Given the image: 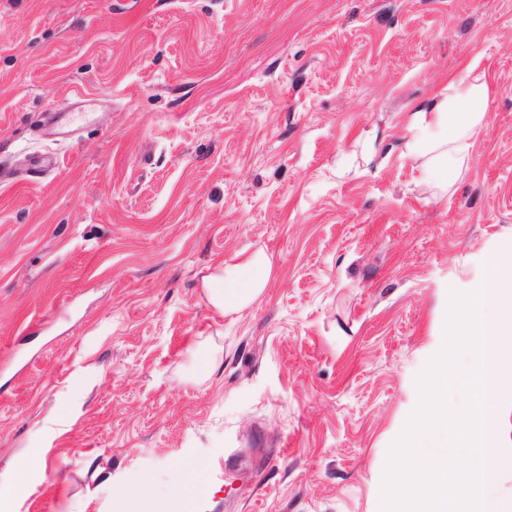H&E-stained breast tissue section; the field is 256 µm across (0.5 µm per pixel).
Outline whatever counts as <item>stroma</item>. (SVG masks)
Masks as SVG:
<instances>
[{
	"instance_id": "obj_1",
	"label": "stroma",
	"mask_w": 512,
	"mask_h": 512,
	"mask_svg": "<svg viewBox=\"0 0 512 512\" xmlns=\"http://www.w3.org/2000/svg\"><path fill=\"white\" fill-rule=\"evenodd\" d=\"M475 54L438 200L406 125ZM511 248L512 0H0V497L37 452L14 512L196 469L232 481L207 512H380L449 293ZM243 250L270 281L223 317ZM237 263L224 266L204 278V287L216 313H237L264 293L271 275V261L265 253H238ZM9 466L15 475L13 484L15 486V493H17L27 487L29 475L43 470L45 465L44 458L39 454H34L22 459L13 460Z\"/></svg>"
}]
</instances>
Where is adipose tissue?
<instances>
[{"label":"adipose tissue","instance_id":"obj_1","mask_svg":"<svg viewBox=\"0 0 512 512\" xmlns=\"http://www.w3.org/2000/svg\"><path fill=\"white\" fill-rule=\"evenodd\" d=\"M489 91L487 72L475 55L449 73L446 86L411 112L405 149L420 160L418 182L445 189L467 170L475 138L485 124ZM270 275L271 262L265 253L241 252L235 264L205 277L204 287L216 313L224 317L261 297ZM200 482L198 474L189 473L160 493L143 488L121 493L114 512H174L175 503L190 502Z\"/></svg>","mask_w":512,"mask_h":512}]
</instances>
